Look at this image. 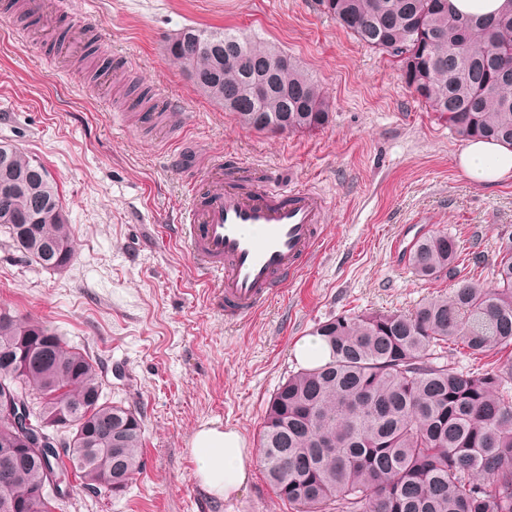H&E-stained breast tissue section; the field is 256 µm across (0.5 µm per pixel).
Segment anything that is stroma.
Wrapping results in <instances>:
<instances>
[{
	"label": "stroma",
	"instance_id": "1",
	"mask_svg": "<svg viewBox=\"0 0 512 512\" xmlns=\"http://www.w3.org/2000/svg\"><path fill=\"white\" fill-rule=\"evenodd\" d=\"M41 11L54 26L25 31L0 10V142L56 179L75 256L45 270L0 232V308L87 352L104 397L136 409L145 436L146 466L124 493L77 484L66 512H289L258 466L240 494L208 495L194 477V432L216 421L258 450L266 404L317 322L407 311L449 291L451 280L425 283L408 267L405 249L426 231L475 240L468 269L492 286L497 242L512 234V180L467 179L464 142L320 0H42ZM187 27L236 29L291 55L329 97L328 124L242 128L170 60L168 42ZM120 57L132 71H109ZM217 157L253 184L274 176L327 204L301 276L235 325L197 286L174 230L191 180Z\"/></svg>",
	"mask_w": 512,
	"mask_h": 512
}]
</instances>
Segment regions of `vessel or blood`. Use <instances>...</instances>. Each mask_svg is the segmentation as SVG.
Here are the masks:
<instances>
[{"mask_svg": "<svg viewBox=\"0 0 512 512\" xmlns=\"http://www.w3.org/2000/svg\"><path fill=\"white\" fill-rule=\"evenodd\" d=\"M193 195L177 231L202 279L218 278L213 303L225 321L256 313L292 283L319 242L326 203L316 191L275 179L248 187L217 159Z\"/></svg>", "mask_w": 512, "mask_h": 512, "instance_id": "obj_1", "label": "vessel or blood"}]
</instances>
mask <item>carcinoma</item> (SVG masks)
Returning <instances> with one entry per match:
<instances>
[{
    "label": "carcinoma",
    "mask_w": 512,
    "mask_h": 512,
    "mask_svg": "<svg viewBox=\"0 0 512 512\" xmlns=\"http://www.w3.org/2000/svg\"><path fill=\"white\" fill-rule=\"evenodd\" d=\"M362 45L389 56L405 85L457 137L512 148V10L452 13L448 0H322ZM242 33L188 27L169 46L193 85L260 132L322 128L331 104L296 64ZM264 80L255 102L247 86ZM0 226L45 269L73 259L58 184L22 149L0 144ZM466 247L444 231L418 237L408 265L450 292L410 312L338 315L314 326L329 359L288 375L271 396L260 462L291 512H512V236L499 241L494 286L462 273ZM478 362L454 367L460 352ZM498 358L489 363L488 355ZM15 386L41 406L53 444L89 448L57 461L30 448L0 411V512H57L71 480L120 494L145 465L140 414L102 396L89 355L46 325L0 309V399Z\"/></svg>",
    "instance_id": "obj_1"
}]
</instances>
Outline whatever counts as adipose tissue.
<instances>
[{
    "label": "adipose tissue",
    "mask_w": 512,
    "mask_h": 512,
    "mask_svg": "<svg viewBox=\"0 0 512 512\" xmlns=\"http://www.w3.org/2000/svg\"><path fill=\"white\" fill-rule=\"evenodd\" d=\"M459 165L477 184L512 178V149L496 142L474 141L460 154ZM190 451L198 483L214 496L226 498L237 493L251 477L253 458L236 430L206 423L193 434Z\"/></svg>",
    "instance_id": "obj_1"
}]
</instances>
